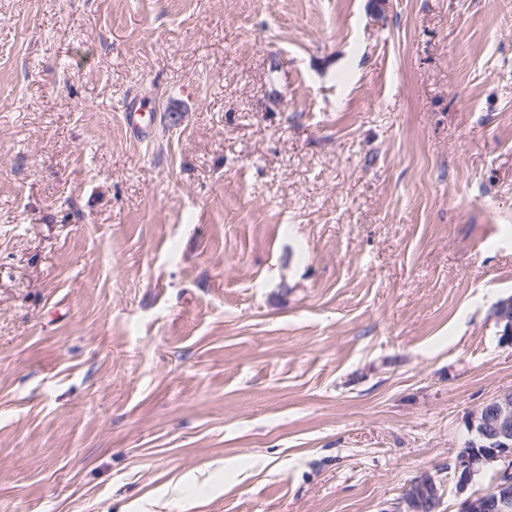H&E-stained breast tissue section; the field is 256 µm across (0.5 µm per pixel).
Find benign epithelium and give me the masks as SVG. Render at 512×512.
<instances>
[{
    "instance_id": "1",
    "label": "benign epithelium",
    "mask_w": 512,
    "mask_h": 512,
    "mask_svg": "<svg viewBox=\"0 0 512 512\" xmlns=\"http://www.w3.org/2000/svg\"><path fill=\"white\" fill-rule=\"evenodd\" d=\"M501 343L512 346V297L501 300L494 314ZM474 437L454 460V477L463 490L489 465L502 462L505 468L496 472L492 488L465 498L460 512H512V395L500 396L478 409L470 423Z\"/></svg>"
}]
</instances>
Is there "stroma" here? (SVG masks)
I'll return each instance as SVG.
<instances>
[{
    "label": "stroma",
    "instance_id": "stroma-1",
    "mask_svg": "<svg viewBox=\"0 0 512 512\" xmlns=\"http://www.w3.org/2000/svg\"><path fill=\"white\" fill-rule=\"evenodd\" d=\"M510 296L512 0H0V512H459ZM124 124L134 137H145L154 124V109L145 98L131 100L123 111ZM494 318L499 327L501 343L512 346V297L503 299L496 305Z\"/></svg>",
    "mask_w": 512,
    "mask_h": 512
}]
</instances>
